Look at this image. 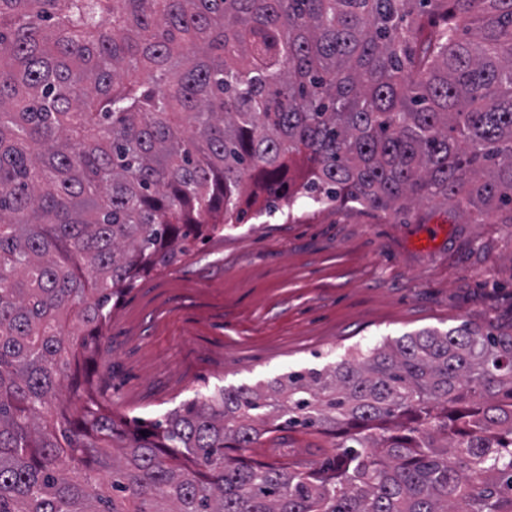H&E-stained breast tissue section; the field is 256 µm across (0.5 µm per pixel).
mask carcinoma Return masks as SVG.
<instances>
[{
    "mask_svg": "<svg viewBox=\"0 0 512 512\" xmlns=\"http://www.w3.org/2000/svg\"><path fill=\"white\" fill-rule=\"evenodd\" d=\"M300 198L512 224V0H0V512H512L511 330L131 423L80 387L141 271ZM269 423L340 441L245 462Z\"/></svg>",
    "mask_w": 512,
    "mask_h": 512,
    "instance_id": "1",
    "label": "carcinoma"
}]
</instances>
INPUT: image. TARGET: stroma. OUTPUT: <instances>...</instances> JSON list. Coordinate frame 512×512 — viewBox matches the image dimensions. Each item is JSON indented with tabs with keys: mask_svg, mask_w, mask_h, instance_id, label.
Returning a JSON list of instances; mask_svg holds the SVG:
<instances>
[{
	"mask_svg": "<svg viewBox=\"0 0 512 512\" xmlns=\"http://www.w3.org/2000/svg\"><path fill=\"white\" fill-rule=\"evenodd\" d=\"M464 321L512 327V224H470L438 202L401 216L304 202L141 273L112 309L88 387L115 417L158 418L208 387ZM336 441L291 434L287 461L315 466Z\"/></svg>",
	"mask_w": 512,
	"mask_h": 512,
	"instance_id": "1",
	"label": "stroma"
}]
</instances>
